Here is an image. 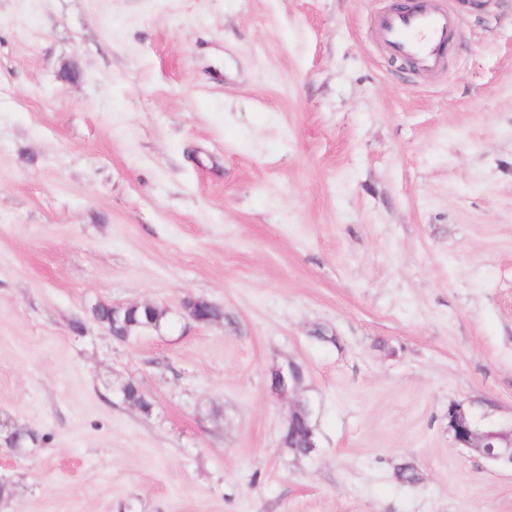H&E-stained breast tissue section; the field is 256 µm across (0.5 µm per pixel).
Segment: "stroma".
Wrapping results in <instances>:
<instances>
[{"label":"stroma","instance_id":"1","mask_svg":"<svg viewBox=\"0 0 512 512\" xmlns=\"http://www.w3.org/2000/svg\"><path fill=\"white\" fill-rule=\"evenodd\" d=\"M439 2L415 74L390 0H0V429L35 435L0 512H512L446 419L512 417V0ZM98 303L170 322L119 342ZM454 24V17L445 10L420 8L382 15L379 32L389 51L428 72L442 66ZM140 307H143L144 309H152L154 305L152 304H144V305H114L112 306H105L104 304H101L98 308L99 315L102 318L112 319V324L107 322L106 320H96L103 328H105L110 335H113V332H116L120 330L117 328L119 325V321L117 316L125 311H128L130 309L138 310ZM302 375L301 368L291 362L286 367H278L271 373V392L278 398L286 399L300 388L299 379Z\"/></svg>","mask_w":512,"mask_h":512}]
</instances>
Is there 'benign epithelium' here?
Here are the masks:
<instances>
[{"instance_id": "1", "label": "benign epithelium", "mask_w": 512, "mask_h": 512, "mask_svg": "<svg viewBox=\"0 0 512 512\" xmlns=\"http://www.w3.org/2000/svg\"><path fill=\"white\" fill-rule=\"evenodd\" d=\"M208 303L199 299H186L181 303V309L198 324L208 325L211 320L200 316V310ZM151 309L153 305L112 306V322L105 320L99 324L108 333L118 331V315L130 309ZM301 368L293 363L278 367L271 373V392L281 399H286L300 388L299 379ZM448 433L454 445L463 450L475 453L490 461L497 467L512 468V422L497 419L493 412L476 408L470 400H457L448 404Z\"/></svg>"}]
</instances>
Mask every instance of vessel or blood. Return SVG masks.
Wrapping results in <instances>:
<instances>
[{
  "label": "vessel or blood",
  "instance_id": "vessel-or-blood-1",
  "mask_svg": "<svg viewBox=\"0 0 512 512\" xmlns=\"http://www.w3.org/2000/svg\"><path fill=\"white\" fill-rule=\"evenodd\" d=\"M453 29L452 14L432 8L388 13L379 20V32L389 51L426 72L442 66Z\"/></svg>",
  "mask_w": 512,
  "mask_h": 512
}]
</instances>
